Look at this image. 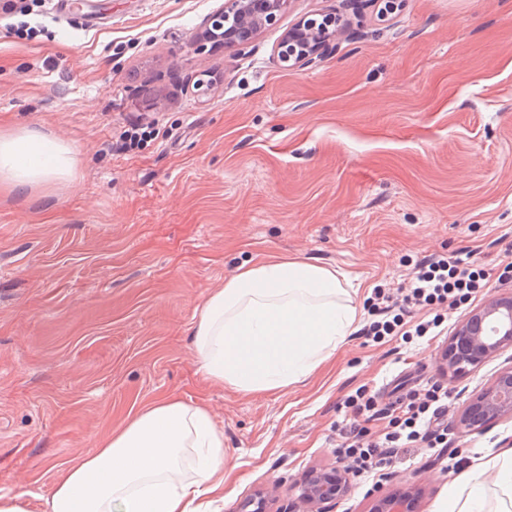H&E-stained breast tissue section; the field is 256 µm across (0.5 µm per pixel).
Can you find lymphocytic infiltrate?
<instances>
[{"instance_id":"obj_1","label":"lymphocytic infiltrate","mask_w":512,"mask_h":512,"mask_svg":"<svg viewBox=\"0 0 512 512\" xmlns=\"http://www.w3.org/2000/svg\"><path fill=\"white\" fill-rule=\"evenodd\" d=\"M484 269L472 252L435 254L416 262L408 288L400 295L375 287L371 319L363 334L371 342L432 340L444 335L447 310L474 301L486 288ZM421 319H413V312ZM450 394L447 385L434 382L405 390L394 400L381 402L376 391L360 386L344 399L347 416L336 445L352 481L380 483L382 472L399 451L426 448L443 452L447 446L443 417ZM383 428H376V421Z\"/></svg>"}]
</instances>
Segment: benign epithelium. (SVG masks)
Instances as JSON below:
<instances>
[{"instance_id":"7a95c632","label":"benign epithelium","mask_w":512,"mask_h":512,"mask_svg":"<svg viewBox=\"0 0 512 512\" xmlns=\"http://www.w3.org/2000/svg\"><path fill=\"white\" fill-rule=\"evenodd\" d=\"M291 0H225L199 24L190 45L202 54L231 48L251 50L257 38L274 26ZM343 30L336 13L303 17L286 27L273 49L281 68L305 66L326 55ZM512 347V294H502L469 311L454 326L441 360L451 373L468 371ZM503 417H512V364L464 404L458 427L478 431ZM347 485L341 468L315 469L298 485L299 508L292 512H326V505L342 497ZM423 488L412 485L370 496L368 512H419ZM273 491L260 488L240 505L239 512H271Z\"/></svg>"}]
</instances>
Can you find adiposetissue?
Returning <instances> with one entry per match:
<instances>
[{"instance_id":"obj_1","label":"adipose tissue","mask_w":512,"mask_h":512,"mask_svg":"<svg viewBox=\"0 0 512 512\" xmlns=\"http://www.w3.org/2000/svg\"><path fill=\"white\" fill-rule=\"evenodd\" d=\"M74 181L68 145L38 131L0 134V186L24 192ZM359 307L335 270L302 259L242 267L200 306L192 350L205 377L242 395L306 380L345 342ZM224 488V434L202 406L151 403L66 468L32 507L0 495V512H197ZM433 512H512V446L453 480Z\"/></svg>"}]
</instances>
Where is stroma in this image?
Wrapping results in <instances>:
<instances>
[{
  "instance_id": "obj_1",
  "label": "stroma",
  "mask_w": 512,
  "mask_h": 512,
  "mask_svg": "<svg viewBox=\"0 0 512 512\" xmlns=\"http://www.w3.org/2000/svg\"><path fill=\"white\" fill-rule=\"evenodd\" d=\"M31 33L0 17V132L37 129L70 146L77 182L0 191V495H45L60 468L145 405L203 404L224 433V494L238 512L260 487L287 512L312 469L338 467L341 402L366 385L447 383L446 469L412 448L380 491L444 485L512 438V418L457 426L466 400L512 364L440 368L444 338L383 344L351 334L287 392L243 396L204 381L195 312L259 256L336 270L368 305L406 287L413 261L473 251L487 301L512 293V0H403L363 7L314 64L282 69L272 49L299 17L341 0H294L248 54H199L190 37L221 0H47ZM214 87L194 90L201 74ZM156 132L131 152L130 122Z\"/></svg>"
}]
</instances>
